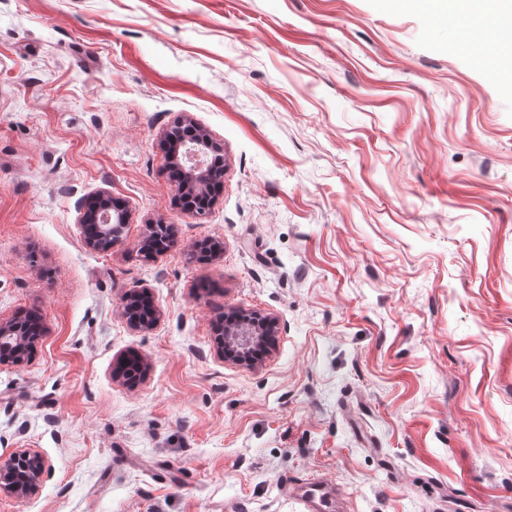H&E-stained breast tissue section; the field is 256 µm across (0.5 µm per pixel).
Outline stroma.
Returning <instances> with one entry per match:
<instances>
[{
    "instance_id": "35a3bbf8",
    "label": "stroma",
    "mask_w": 512,
    "mask_h": 512,
    "mask_svg": "<svg viewBox=\"0 0 512 512\" xmlns=\"http://www.w3.org/2000/svg\"><path fill=\"white\" fill-rule=\"evenodd\" d=\"M477 33L392 0H0V321L45 329L0 366V457L49 467L0 512H300L316 479L338 512H512V85ZM184 118L224 149L201 218ZM234 311L278 323L254 365L218 355ZM178 128L185 130L186 138L194 147L189 150L188 157L198 156L193 149L207 157L209 153L223 152V147L214 144L207 134L192 121L189 123L179 121L166 133L165 144L168 147L171 166L178 172L176 179L172 182V190L179 196L184 194L202 200L209 197L214 191V184L217 180L216 168L211 162L205 167L186 165L187 162H183L182 159H185L183 149L186 148L187 143L177 136ZM213 198L214 195L206 199L205 202L211 200L212 203ZM82 224L91 227V234L86 235L89 247L105 251L121 239L127 217L123 213H112L111 197L106 192H98L80 203Z\"/></svg>"
}]
</instances>
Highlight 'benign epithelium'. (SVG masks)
I'll list each match as a JSON object with an SVG mask.
<instances>
[{
    "label": "benign epithelium",
    "mask_w": 512,
    "mask_h": 512,
    "mask_svg": "<svg viewBox=\"0 0 512 512\" xmlns=\"http://www.w3.org/2000/svg\"><path fill=\"white\" fill-rule=\"evenodd\" d=\"M165 144L169 151L171 166L178 172L172 182V190L177 195H186L198 200L209 197L217 180L213 164L205 167L187 165L185 155L196 153L209 156L223 152V147L213 143L207 134L194 122L175 123L166 133ZM82 224L91 228L86 236L89 247L105 251L121 239L127 217L112 211L111 197L106 192H98L80 203ZM277 321L266 318L259 324L242 323L224 327V360L245 365V350L257 342L274 343ZM36 339L31 336L27 325L22 322L0 323V365L23 362L35 348ZM46 470L45 460L37 453L23 457L11 456L0 459V492H7L19 500L35 495Z\"/></svg>",
    "instance_id": "benign-epithelium-1"
}]
</instances>
